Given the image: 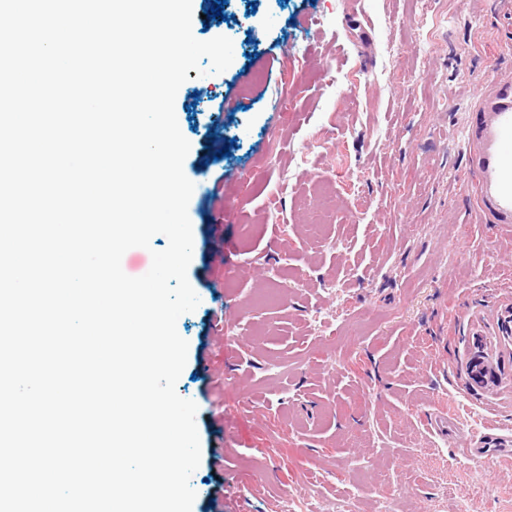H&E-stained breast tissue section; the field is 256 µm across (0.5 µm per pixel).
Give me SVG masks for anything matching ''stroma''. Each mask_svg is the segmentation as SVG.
<instances>
[{"mask_svg":"<svg viewBox=\"0 0 512 512\" xmlns=\"http://www.w3.org/2000/svg\"><path fill=\"white\" fill-rule=\"evenodd\" d=\"M224 12L193 33L229 37L232 64L201 60L175 101L200 298L177 322L201 443L192 512H512V461L464 454L490 420L512 445V0ZM444 407L458 421L440 436Z\"/></svg>","mask_w":512,"mask_h":512,"instance_id":"obj_1","label":"stroma"}]
</instances>
